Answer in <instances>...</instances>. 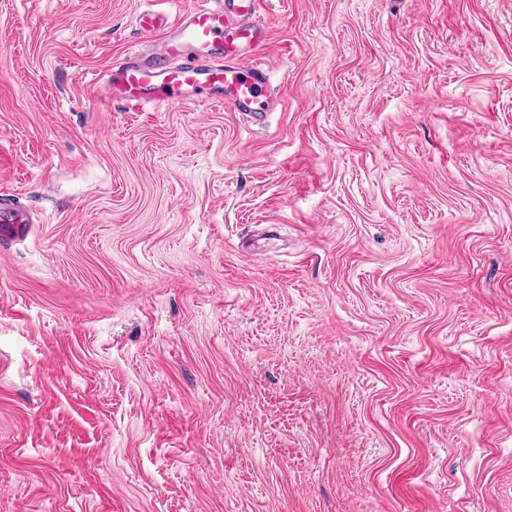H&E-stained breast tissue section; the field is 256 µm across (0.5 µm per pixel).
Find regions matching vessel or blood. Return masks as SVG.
Returning a JSON list of instances; mask_svg holds the SVG:
<instances>
[{
  "label": "vessel or blood",
  "mask_w": 512,
  "mask_h": 512,
  "mask_svg": "<svg viewBox=\"0 0 512 512\" xmlns=\"http://www.w3.org/2000/svg\"><path fill=\"white\" fill-rule=\"evenodd\" d=\"M167 0L135 14L136 32L156 49L115 61L105 83L109 100L131 109L148 103L227 106L255 126L277 106L269 68L257 53L268 41L260 19L264 0H194L168 11Z\"/></svg>",
  "instance_id": "obj_1"
}]
</instances>
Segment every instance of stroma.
Wrapping results in <instances>:
<instances>
[{
  "mask_svg": "<svg viewBox=\"0 0 512 512\" xmlns=\"http://www.w3.org/2000/svg\"><path fill=\"white\" fill-rule=\"evenodd\" d=\"M139 6L0 0V512H512V0H266L261 128Z\"/></svg>",
  "mask_w": 512,
  "mask_h": 512,
  "instance_id": "stroma-1",
  "label": "stroma"
}]
</instances>
